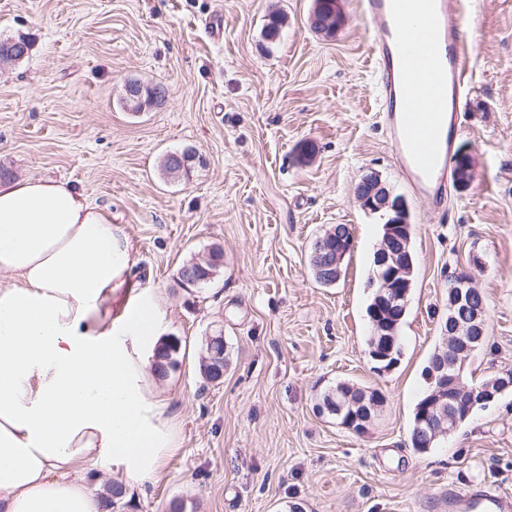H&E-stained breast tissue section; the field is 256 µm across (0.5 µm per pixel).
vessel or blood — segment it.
I'll return each mask as SVG.
<instances>
[{
    "mask_svg": "<svg viewBox=\"0 0 512 512\" xmlns=\"http://www.w3.org/2000/svg\"><path fill=\"white\" fill-rule=\"evenodd\" d=\"M376 39L372 60L387 116L389 148L409 186L434 204L448 193L469 48L460 0H357ZM448 512H512L491 486L448 489Z\"/></svg>",
    "mask_w": 512,
    "mask_h": 512,
    "instance_id": "1",
    "label": "vessel or blood"
}]
</instances>
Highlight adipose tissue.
<instances>
[{
    "instance_id": "obj_1",
    "label": "adipose tissue",
    "mask_w": 512,
    "mask_h": 512,
    "mask_svg": "<svg viewBox=\"0 0 512 512\" xmlns=\"http://www.w3.org/2000/svg\"><path fill=\"white\" fill-rule=\"evenodd\" d=\"M129 237L52 179L0 181V512H100L84 464L111 461L132 487L178 449L149 359L160 302L128 287Z\"/></svg>"
}]
</instances>
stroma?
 I'll use <instances>...</instances> for the list:
<instances>
[{
  "label": "stroma",
  "instance_id": "obj_1",
  "mask_svg": "<svg viewBox=\"0 0 512 512\" xmlns=\"http://www.w3.org/2000/svg\"><path fill=\"white\" fill-rule=\"evenodd\" d=\"M463 2L469 95L455 150L473 178L438 210L408 188L388 147L355 0H341L330 37L309 25L313 0H0V41L31 42L27 58L0 64V166L67 182L107 211L135 246L132 285L159 295L163 336L179 343L156 380L179 449L158 482L116 502L122 470L87 465L107 512H448L452 485L512 494V392L429 452L410 444L457 274L487 297L486 342L466 379L512 369V0ZM272 3L285 22L271 41ZM214 18L218 40L205 28ZM131 78L163 84L164 101L129 111ZM187 148L200 164L164 175L166 154ZM370 172L413 226L401 356L385 371L367 347L385 218L355 195ZM333 224L350 225L353 244L325 287L308 253ZM215 246L224 263L211 281L182 285L180 267ZM218 334L226 362L213 383L200 366ZM341 381L386 398L365 434L316 410Z\"/></svg>",
  "mask_w": 512,
  "mask_h": 512
}]
</instances>
